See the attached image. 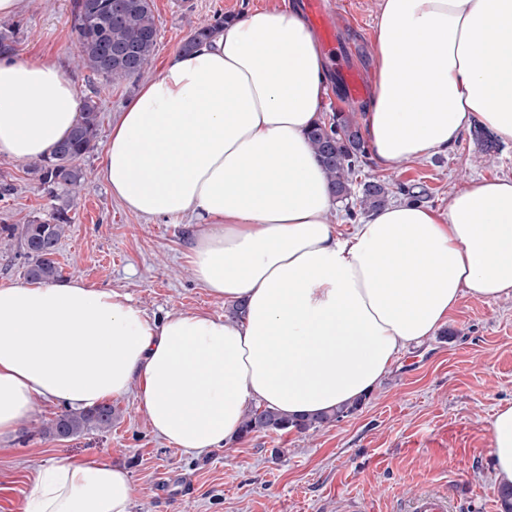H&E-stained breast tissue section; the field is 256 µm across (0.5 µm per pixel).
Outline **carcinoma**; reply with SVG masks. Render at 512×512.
<instances>
[{
    "label": "carcinoma",
    "instance_id": "1",
    "mask_svg": "<svg viewBox=\"0 0 512 512\" xmlns=\"http://www.w3.org/2000/svg\"><path fill=\"white\" fill-rule=\"evenodd\" d=\"M224 25L219 16L203 24L181 44L189 50ZM72 30L77 45V64L94 77L113 84L141 78L149 69L157 44V25L153 0H73ZM18 25L0 31V55L13 54L18 44ZM97 95L83 99L80 118L70 133L48 157L34 161L31 171L47 194L59 201L50 218L33 219L21 227L5 225L0 231L18 236L23 255L28 260L27 278L52 283L60 276L54 259L67 224L69 204L66 197L76 195L86 183V172L80 161L96 144L99 131ZM312 146L324 168L338 199L350 194L353 178L367 165V150L353 117L336 114V121L320 124L311 132ZM390 193L388 183L371 178L363 183L361 205L376 210L385 205ZM361 406L357 401L331 414L290 419L270 409L252 408L247 411L241 438L261 431H296L306 433L323 424L339 421ZM115 408L109 404L79 413L58 416L48 427L56 437L70 438L94 427L112 426Z\"/></svg>",
    "mask_w": 512,
    "mask_h": 512
}]
</instances>
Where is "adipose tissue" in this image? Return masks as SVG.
<instances>
[{
	"instance_id": "obj_1",
	"label": "adipose tissue",
	"mask_w": 512,
	"mask_h": 512,
	"mask_svg": "<svg viewBox=\"0 0 512 512\" xmlns=\"http://www.w3.org/2000/svg\"><path fill=\"white\" fill-rule=\"evenodd\" d=\"M329 91L295 8H256L173 53L115 116L99 179L131 213L186 223L196 281L224 315H148L70 278L0 286V444L44 403L134 394L187 455L237 440L247 410L316 416L377 389L465 296L512 295V180L465 184L443 209L391 205L340 232L309 140ZM82 100L59 64L0 57V157L49 155ZM375 162L451 148L480 128L512 142V0H379L363 118ZM512 488V404L488 421ZM128 473L59 456L24 512H130Z\"/></svg>"
}]
</instances>
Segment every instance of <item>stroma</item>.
<instances>
[{"mask_svg": "<svg viewBox=\"0 0 512 512\" xmlns=\"http://www.w3.org/2000/svg\"><path fill=\"white\" fill-rule=\"evenodd\" d=\"M333 15L341 58L326 57L331 87L323 122L346 112L361 119L366 98L349 96L338 65L370 79L377 0H336ZM303 0H154L159 35L151 71L177 52L193 29L214 15H239ZM18 23L17 56L62 65L81 94L87 70L74 64L71 0H28ZM138 81L98 84L99 135L81 165L84 190L71 202V224L55 260L64 279L128 293L148 314L200 310L223 315L224 303L199 285L185 260L183 225L128 212L99 181L112 118ZM368 177L389 182V203L403 185L423 186L426 206L445 208L454 190L480 178L512 179V143L480 130L422 161L382 168L368 161ZM0 225L48 219L54 201L28 166L0 157ZM512 403V297H465L443 329L404 351L379 389L358 411L305 434L259 432L201 456H190L154 433L133 396L114 400L110 429L70 438L46 433L63 414L48 404L33 412L23 433L0 450V512H24L31 472L59 455L107 461L129 472L131 512H412L421 494L448 495L453 512H501L492 478L487 421ZM281 449L273 457V449Z\"/></svg>", "mask_w": 512, "mask_h": 512, "instance_id": "1", "label": "stroma"}]
</instances>
